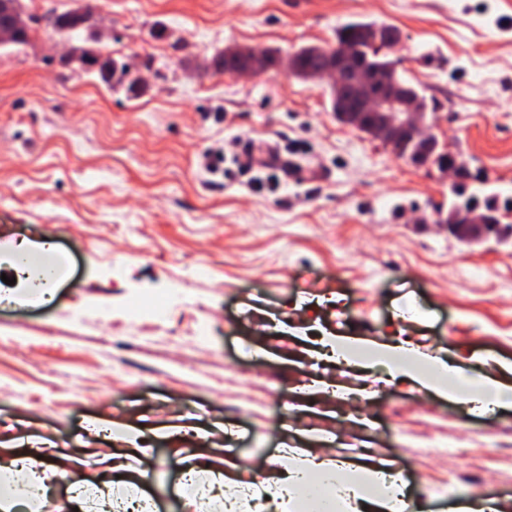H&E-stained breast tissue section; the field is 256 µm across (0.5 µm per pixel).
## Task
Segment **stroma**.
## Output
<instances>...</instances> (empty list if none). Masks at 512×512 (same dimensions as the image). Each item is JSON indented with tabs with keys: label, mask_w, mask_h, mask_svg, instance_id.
<instances>
[{
	"label": "stroma",
	"mask_w": 512,
	"mask_h": 512,
	"mask_svg": "<svg viewBox=\"0 0 512 512\" xmlns=\"http://www.w3.org/2000/svg\"><path fill=\"white\" fill-rule=\"evenodd\" d=\"M98 48L149 80L131 92L70 64L76 0H25L28 45L0 50V244L53 241V301L0 281V440L47 449L58 512L94 424L140 430L156 512L183 457L226 448L270 473L284 448L389 461L415 512H512V408L483 413L349 368L321 340L409 342L470 371L512 362V241L469 245L437 221L454 180L337 122L323 84L209 68L234 46L334 44L359 19L397 27L402 75L473 183L512 205V0H92ZM277 144L314 179L225 181L207 156ZM496 449L493 457L481 456Z\"/></svg>",
	"instance_id": "1"
}]
</instances>
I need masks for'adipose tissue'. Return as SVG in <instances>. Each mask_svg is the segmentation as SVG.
<instances>
[{
    "label": "adipose tissue",
    "mask_w": 512,
    "mask_h": 512,
    "mask_svg": "<svg viewBox=\"0 0 512 512\" xmlns=\"http://www.w3.org/2000/svg\"><path fill=\"white\" fill-rule=\"evenodd\" d=\"M336 359L357 366L362 356H370L386 365L392 377L414 384L422 392L432 393L459 402L472 401V389H479L486 404L512 407V384L480 371L464 373L441 356H416L413 348L403 343H373L356 336L336 335L323 340ZM139 432L123 428L119 437L124 449L104 457L101 465L110 479L103 484L79 481L73 484L68 499L76 512H90V502L110 504L116 486L133 485L135 469L132 461L139 453ZM38 447L26 454L15 455L9 445L0 446V512H15L25 506L28 512H39L51 482V468L41 457ZM286 464L261 481L243 484L238 465L222 449H212L210 455L188 458L181 493L188 502H195L199 480H206L211 498L226 501L225 512H235L229 506L231 498L244 495L255 499L256 512H296L310 483L322 474H329L328 508L350 503H364L366 512H395V497L401 486H394L390 495L372 497V486L384 482L387 469L378 460L358 465L341 466L320 458L308 448H290Z\"/></svg>",
    "instance_id": "ef3b65f1"
}]
</instances>
